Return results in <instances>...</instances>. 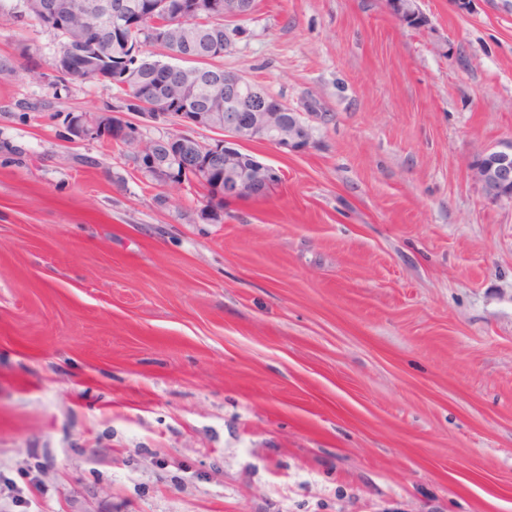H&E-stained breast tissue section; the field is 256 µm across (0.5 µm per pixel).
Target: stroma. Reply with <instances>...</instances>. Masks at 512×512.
Here are the masks:
<instances>
[{"label": "stroma", "instance_id": "stroma-1", "mask_svg": "<svg viewBox=\"0 0 512 512\" xmlns=\"http://www.w3.org/2000/svg\"><path fill=\"white\" fill-rule=\"evenodd\" d=\"M255 0L219 64L295 111L263 199L198 217L16 100L60 38L0 19V512H512V0ZM97 158L95 168L79 158Z\"/></svg>", "mask_w": 512, "mask_h": 512}]
</instances>
